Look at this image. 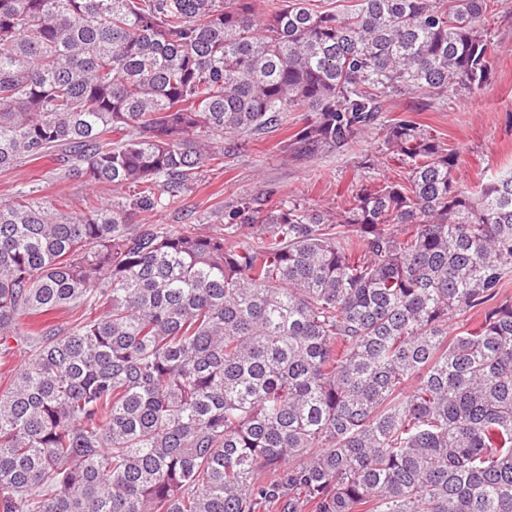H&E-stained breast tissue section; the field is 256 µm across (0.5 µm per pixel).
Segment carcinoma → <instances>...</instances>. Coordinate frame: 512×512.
<instances>
[{"instance_id":"carcinoma-1","label":"carcinoma","mask_w":512,"mask_h":512,"mask_svg":"<svg viewBox=\"0 0 512 512\" xmlns=\"http://www.w3.org/2000/svg\"><path fill=\"white\" fill-rule=\"evenodd\" d=\"M499 2L0 0V171L136 190L0 201V512H512V171L379 123L482 89ZM290 112L293 155L377 129L407 176L137 221Z\"/></svg>"}]
</instances>
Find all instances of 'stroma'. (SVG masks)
<instances>
[{"label":"stroma","instance_id":"stroma-1","mask_svg":"<svg viewBox=\"0 0 512 512\" xmlns=\"http://www.w3.org/2000/svg\"><path fill=\"white\" fill-rule=\"evenodd\" d=\"M488 43L489 74L476 95L451 93L433 104L402 97L386 102L383 114L390 124L413 113L431 136L459 152L455 178L471 191L512 168V0H504L490 21ZM300 119L299 113H289L280 129L246 139L222 163L205 167L189 189L144 213V221L190 231L219 227L225 214L249 204L274 207L298 199L312 209H334L360 185L403 177L404 168L386 155L381 138L370 133L341 153L327 151L305 159L290 155L283 142L299 129ZM22 183L37 185L56 205L84 193L82 183L59 178L54 162L39 160L0 172V200L12 199Z\"/></svg>","mask_w":512,"mask_h":512}]
</instances>
